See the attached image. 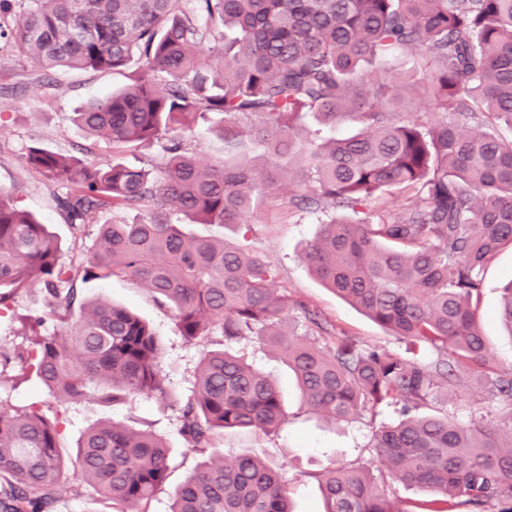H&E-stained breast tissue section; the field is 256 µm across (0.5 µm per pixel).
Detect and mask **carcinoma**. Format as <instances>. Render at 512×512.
<instances>
[{
    "label": "carcinoma",
    "instance_id": "obj_1",
    "mask_svg": "<svg viewBox=\"0 0 512 512\" xmlns=\"http://www.w3.org/2000/svg\"><path fill=\"white\" fill-rule=\"evenodd\" d=\"M2 14L14 23L0 40L41 72L132 74L72 116L117 157L23 153L73 239L96 231L89 254L64 251L0 186V307L41 295L40 315L22 319L30 345H0L1 369H36L58 404L153 396L206 456L219 433L288 422L269 376L230 352L255 336L295 373L311 412L340 424L394 408L368 444L380 474L435 492L413 511L348 462L309 474L324 512H512V369L489 365L477 315L485 267L512 245V138L499 133L512 128V0H0ZM403 53L418 68L400 78ZM412 96L429 111H409ZM308 117L357 131L321 141ZM205 123L224 140L218 162L194 144ZM131 147L155 160L126 164L118 154ZM385 194L401 198L398 211L381 206ZM284 198L334 213L304 249L316 279L435 359L358 345L291 298L263 256L187 230L246 234L258 207ZM128 211L132 221L115 218ZM112 278L169 308L185 340L222 336L186 399L170 400L146 322L80 297V284ZM48 320L59 330L39 334ZM472 384L506 414L462 424L434 410ZM63 448L60 411H0V512H57L63 491L88 486L106 509L149 512L175 469L160 436L113 421L90 428L74 457ZM170 512H291L288 479L246 451L210 458Z\"/></svg>",
    "mask_w": 512,
    "mask_h": 512
}]
</instances>
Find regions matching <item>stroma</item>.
Returning <instances> with one entry per match:
<instances>
[{
  "label": "stroma",
  "mask_w": 512,
  "mask_h": 512,
  "mask_svg": "<svg viewBox=\"0 0 512 512\" xmlns=\"http://www.w3.org/2000/svg\"><path fill=\"white\" fill-rule=\"evenodd\" d=\"M126 78L111 72H56L43 75L21 65L18 53L10 47L0 48V186L13 192L17 205L39 216L42 223L71 246L72 235L60 216L56 204L39 176L26 170L21 156L30 145L75 152L81 145H91V157L105 161L112 157V147L91 142L86 132L74 124L75 109L101 98L113 88L124 85ZM324 215L309 209L281 206L262 213L248 237L233 228L194 224L190 230L199 234H222L230 243L247 242L279 270L280 280L290 294L304 301L333 324L337 330L363 346H379L397 352L405 345L389 335L363 312L324 288L311 274L303 258L304 248L314 239ZM512 281V248H503L484 273L479 324L489 343L491 362L498 368H512V334L503 326L499 308L503 287ZM86 299L103 298L133 309L155 330L162 347V369L171 382V396L184 398L195 377L202 344L188 343L180 335L169 309L156 301L133 281L114 278L92 280L82 287ZM38 292L16 298L10 308L0 310V344L25 345L23 316L39 309ZM236 352L254 367L270 374L290 414L289 422L279 433H225L216 436L212 456H232L247 449L283 466L290 480V503L293 512H323V498L312 475L337 462L355 461L377 470L378 459L367 443L373 429L391 422L393 408L381 407L351 423L335 425L307 410L294 373L270 348L257 338L248 337L236 345ZM25 378L13 383L0 380V411L31 404H48L49 398L34 369L24 371ZM66 453H73L84 431L101 420L111 419L125 425L152 427L164 436L175 456L176 468L166 485L157 493L151 512H168L174 488L201 461L189 450L178 432L172 412L162 410L155 398L140 396L107 407L92 400L61 406Z\"/></svg>",
  "instance_id": "35a3bbf8"
}]
</instances>
